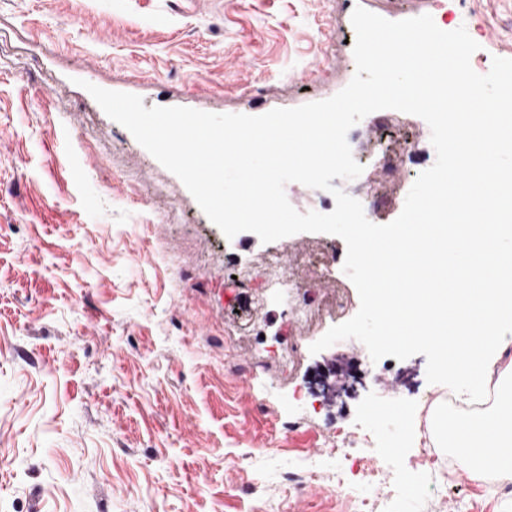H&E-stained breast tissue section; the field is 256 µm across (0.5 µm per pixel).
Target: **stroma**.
I'll return each mask as SVG.
<instances>
[{"mask_svg":"<svg viewBox=\"0 0 512 512\" xmlns=\"http://www.w3.org/2000/svg\"><path fill=\"white\" fill-rule=\"evenodd\" d=\"M358 6L431 15L466 27L473 60L512 58V0H0V512H512L485 476L419 461L433 411L418 402L444 390L424 355L375 362L347 339L285 372L263 361L331 324L289 327L272 303L246 327L257 290L235 274L270 246L287 274L325 244L336 262L308 287L358 300L341 237L226 238L86 89L216 114L325 100L356 73ZM352 132L381 197L372 221L390 223L423 168L382 182L379 127ZM326 358L355 361L363 383L312 412L292 393ZM303 462L320 477L299 492Z\"/></svg>","mask_w":512,"mask_h":512,"instance_id":"stroma-1","label":"stroma"}]
</instances>
